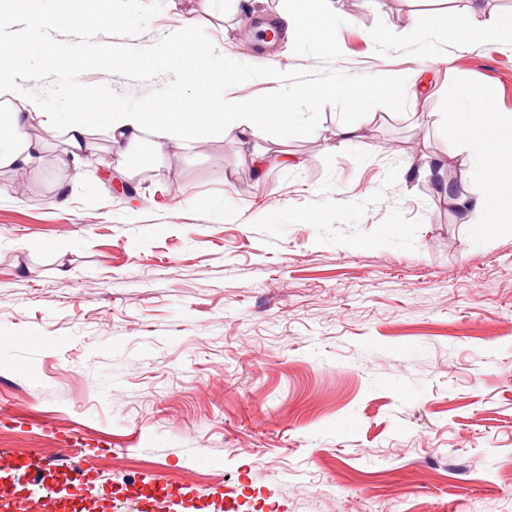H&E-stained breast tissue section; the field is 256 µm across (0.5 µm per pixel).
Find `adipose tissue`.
Returning a JSON list of instances; mask_svg holds the SVG:
<instances>
[{
    "label": "adipose tissue",
    "mask_w": 512,
    "mask_h": 512,
    "mask_svg": "<svg viewBox=\"0 0 512 512\" xmlns=\"http://www.w3.org/2000/svg\"><path fill=\"white\" fill-rule=\"evenodd\" d=\"M99 2L96 8L80 2L70 11L50 16L45 0H0V36L12 39L0 49V103L9 105L0 113V169H28L39 162L42 145L27 135L34 121L62 131L68 145L65 162L81 172L89 165L86 140L94 128L108 135L121 156L134 146L146 144L158 153L167 142L209 135L229 137L243 149L255 150L257 139L303 123L304 107L348 92L347 87L333 86L318 93H299L295 112L226 96L229 65L223 55L198 46L196 24L186 18L160 44L120 49L105 44L100 49L104 61L116 58L136 70L173 71L176 80L163 99L130 106L103 99L94 88L81 85L62 112L45 111L41 103L25 99L19 92L21 85L54 67L58 48L49 35L29 39L21 26L23 17L44 20L50 29L70 24L94 29L114 14L113 0ZM332 20L330 13L315 14L303 8L286 18L298 38L331 50L336 47ZM446 96L448 125L462 144L465 160L457 164L448 155L432 157L424 175L437 198L455 205L462 223L478 225L480 234L488 237L501 225L512 223V113L498 111L485 91L459 78L449 81ZM462 166L480 179L481 191L458 192L456 180Z\"/></svg>",
    "instance_id": "1"
}]
</instances>
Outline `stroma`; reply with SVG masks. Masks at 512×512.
Returning a JSON list of instances; mask_svg holds the SVG:
<instances>
[{
    "label": "stroma",
    "mask_w": 512,
    "mask_h": 512,
    "mask_svg": "<svg viewBox=\"0 0 512 512\" xmlns=\"http://www.w3.org/2000/svg\"><path fill=\"white\" fill-rule=\"evenodd\" d=\"M197 3L58 28L67 64L22 95L55 112L78 82L163 96L172 73L98 63L99 46L157 44ZM288 4L213 0L198 29L241 68L230 96L348 88L270 141L291 164L259 172L232 140L183 141L128 198L102 131L79 177L34 123L38 168L0 170V448L49 459L81 442L93 493L159 473L186 492L172 512H512V223L481 238L417 175L460 149L449 73L512 113V41L446 26L483 28L512 0H332L335 49L286 31L263 45L257 23ZM383 70L422 83L359 110ZM343 122L360 136L340 145Z\"/></svg>",
    "instance_id": "obj_1"
}]
</instances>
